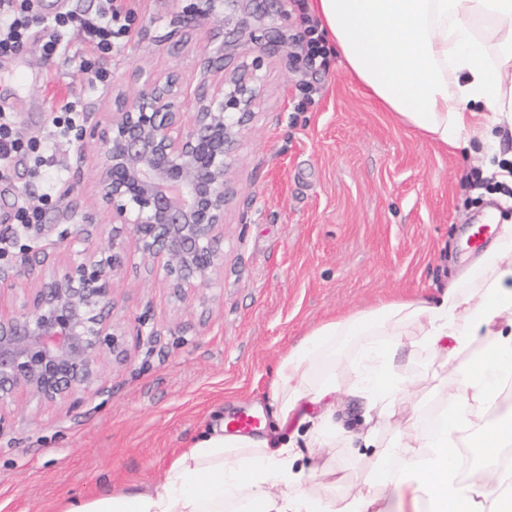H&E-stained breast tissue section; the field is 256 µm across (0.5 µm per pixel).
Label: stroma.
Returning a JSON list of instances; mask_svg holds the SVG:
<instances>
[{
  "label": "stroma",
  "instance_id": "stroma-1",
  "mask_svg": "<svg viewBox=\"0 0 512 512\" xmlns=\"http://www.w3.org/2000/svg\"><path fill=\"white\" fill-rule=\"evenodd\" d=\"M134 9L129 39L116 41L96 66L109 75L93 86L78 63L43 62L33 45L0 56V73L24 68L49 84H0L19 132L43 140L59 107L86 108L83 126L112 111L113 82L131 85L145 71L176 72L197 84L212 49L225 47L227 68L259 59L261 102L235 147L231 199L224 212V273L203 287L208 304L175 305L160 277L135 249L127 251L124 284L114 292V320L127 332L129 356L107 371L101 391L79 403L43 410L13 407L0 433V512H57L65 495L94 496L158 480L215 414L237 417L268 407L281 355L322 322L369 309L384 298L434 293L456 275L459 238L497 207L512 219L498 191L467 185L479 157L444 148L401 123L330 55L312 72L294 39L305 24L297 0H124ZM39 177L28 158L14 159L0 180V238L10 240L2 266L26 264L30 276L44 256H57L77 233L97 239L112 226L94 183L93 148L75 141L50 147ZM51 199H44L47 184ZM93 223L64 218L68 205ZM22 207L42 210L40 238L20 234ZM152 338L137 341L139 325ZM418 407L439 402L436 366L405 353ZM376 448L336 446L321 456L303 449L297 465L339 468L345 494L376 465Z\"/></svg>",
  "mask_w": 512,
  "mask_h": 512
}]
</instances>
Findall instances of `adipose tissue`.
<instances>
[{
  "instance_id": "adipose-tissue-1",
  "label": "adipose tissue",
  "mask_w": 512,
  "mask_h": 512,
  "mask_svg": "<svg viewBox=\"0 0 512 512\" xmlns=\"http://www.w3.org/2000/svg\"><path fill=\"white\" fill-rule=\"evenodd\" d=\"M345 67L404 124L434 143L479 148L499 172L494 129L512 127V0H311ZM367 344L357 358L347 346ZM428 351L442 373L440 409L420 421L405 390L396 337ZM355 374L366 407L349 439L377 445L380 421L400 435L344 498L314 484L324 467L298 470L301 447H335L337 370ZM512 221L438 294L391 300L313 329L280 358L271 388L272 430L240 434L216 418L176 455L160 480L98 496L68 497L61 512H512ZM311 425L296 437L289 422ZM475 460L468 474L460 455Z\"/></svg>"
}]
</instances>
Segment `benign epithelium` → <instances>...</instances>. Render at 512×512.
I'll list each match as a JSON object with an SVG mask.
<instances>
[{"label":"benign epithelium","mask_w":512,"mask_h":512,"mask_svg":"<svg viewBox=\"0 0 512 512\" xmlns=\"http://www.w3.org/2000/svg\"><path fill=\"white\" fill-rule=\"evenodd\" d=\"M257 70L244 62L224 73L219 47L206 68L213 78L194 91L176 74L151 73L118 94L100 131L79 130L80 150L86 134L97 138L96 188L112 234L75 236L61 265L30 287L19 282L26 270L0 268V288L13 294L0 304V432L10 406L74 405L126 360L112 311L128 240L176 303L221 277L232 153L263 91Z\"/></svg>","instance_id":"benign-epithelium-1"}]
</instances>
